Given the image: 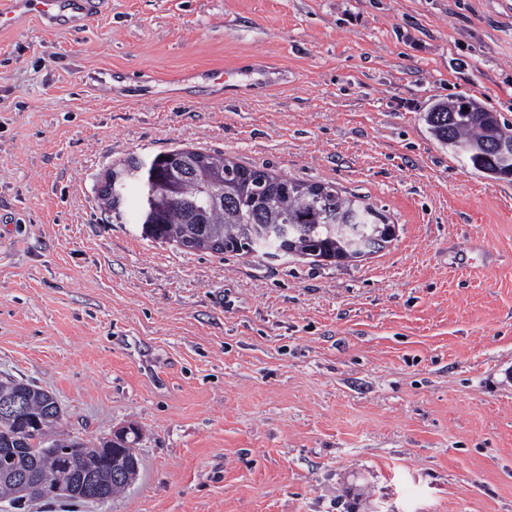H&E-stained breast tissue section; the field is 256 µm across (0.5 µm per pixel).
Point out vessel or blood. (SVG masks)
<instances>
[{"instance_id": "vessel-or-blood-1", "label": "vessel or blood", "mask_w": 512, "mask_h": 512, "mask_svg": "<svg viewBox=\"0 0 512 512\" xmlns=\"http://www.w3.org/2000/svg\"><path fill=\"white\" fill-rule=\"evenodd\" d=\"M97 0H0V32L35 16L57 26L86 27L98 13Z\"/></svg>"}]
</instances>
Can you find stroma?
Segmentation results:
<instances>
[{
    "label": "stroma",
    "instance_id": "obj_1",
    "mask_svg": "<svg viewBox=\"0 0 512 512\" xmlns=\"http://www.w3.org/2000/svg\"><path fill=\"white\" fill-rule=\"evenodd\" d=\"M460 94L512 124V0H106L1 34L0 378L75 439L137 428L140 467L0 512H512V181L431 136ZM178 148L332 184L397 237L336 267L101 212L107 169Z\"/></svg>",
    "mask_w": 512,
    "mask_h": 512
}]
</instances>
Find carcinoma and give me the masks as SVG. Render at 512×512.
<instances>
[{"label": "carcinoma", "mask_w": 512, "mask_h": 512, "mask_svg": "<svg viewBox=\"0 0 512 512\" xmlns=\"http://www.w3.org/2000/svg\"><path fill=\"white\" fill-rule=\"evenodd\" d=\"M424 119L432 136L451 153L463 145L471 147L465 161L474 171L499 179L512 177V162L485 149L489 140L512 144V129L500 123L496 113L459 95L434 104ZM127 169L138 171L137 215L148 224L144 238L173 241L188 250L273 257L283 247L290 256L352 261L359 255L347 248L349 237L342 225L358 214L359 228L373 230L385 240L387 216L361 198L344 197L329 184L302 183L247 168L222 152L179 149L150 159L132 157L112 168V174ZM128 184L123 181L117 195L105 191L99 196V208L118 224L125 219ZM14 396L20 399V418L9 425L0 423V498L20 505L34 496L18 489L16 478L26 477L52 490L62 479L65 450L78 440L59 431L63 414L49 392L24 381L0 380V400ZM86 469L94 471L113 495L134 480H116L112 466L99 465L95 452L86 453L72 475Z\"/></svg>", "instance_id": "1"}]
</instances>
